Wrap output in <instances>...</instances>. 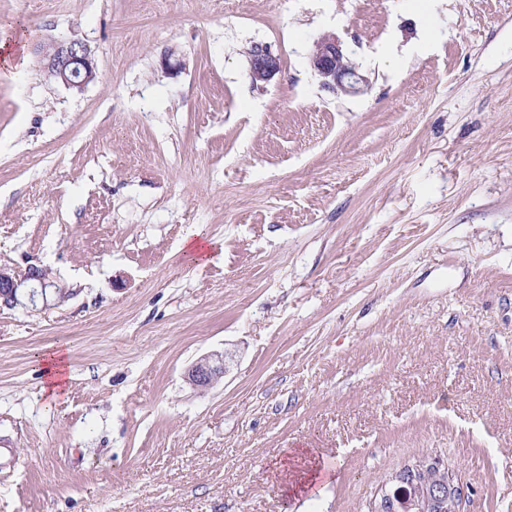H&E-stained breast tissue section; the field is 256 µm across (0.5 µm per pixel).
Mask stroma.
<instances>
[{
    "label": "stroma",
    "mask_w": 512,
    "mask_h": 512,
    "mask_svg": "<svg viewBox=\"0 0 512 512\" xmlns=\"http://www.w3.org/2000/svg\"><path fill=\"white\" fill-rule=\"evenodd\" d=\"M24 30L97 77L0 75V265L71 292L0 309V512H365L426 454L512 512V0H0ZM309 63L322 86L333 92L358 95L368 89V80L344 54L335 36L323 35L314 42ZM35 50L42 71L68 89L82 91L96 78L91 49L82 41L47 36ZM281 68L279 58L266 48L254 47L250 53V79L253 85L263 86L268 83ZM44 374L46 379L44 381V390L48 392L51 397H58L64 389L67 378V351L63 347H59L49 355L44 356ZM230 360L227 353L202 355L185 371V381L197 392L206 393L224 379Z\"/></svg>",
    "instance_id": "35a3bbf8"
}]
</instances>
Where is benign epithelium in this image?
Here are the masks:
<instances>
[{
	"instance_id": "obj_1",
	"label": "benign epithelium",
	"mask_w": 512,
	"mask_h": 512,
	"mask_svg": "<svg viewBox=\"0 0 512 512\" xmlns=\"http://www.w3.org/2000/svg\"><path fill=\"white\" fill-rule=\"evenodd\" d=\"M36 55L42 71L68 89L81 91L96 78L91 49L82 41L47 36L37 44ZM309 63L322 86L334 92L358 95L368 89V80L332 35H323L314 42ZM280 68L279 58L267 49L256 46L250 53V79L254 85L268 83ZM64 290L65 286L42 266H0L1 307H14L25 298L31 307L47 309L61 304ZM230 360L227 353L205 354L187 368L185 381L197 392L206 393L224 379ZM461 496L462 488L444 460L426 455L392 473L366 508L367 512H436L446 501L459 506Z\"/></svg>"
}]
</instances>
